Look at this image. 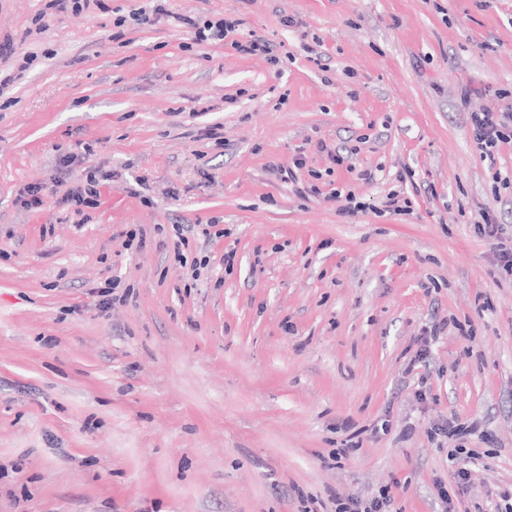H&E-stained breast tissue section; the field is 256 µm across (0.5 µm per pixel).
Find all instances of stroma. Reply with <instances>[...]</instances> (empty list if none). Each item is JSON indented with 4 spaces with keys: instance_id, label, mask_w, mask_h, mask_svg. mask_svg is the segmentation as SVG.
I'll return each mask as SVG.
<instances>
[{
    "instance_id": "obj_1",
    "label": "stroma",
    "mask_w": 512,
    "mask_h": 512,
    "mask_svg": "<svg viewBox=\"0 0 512 512\" xmlns=\"http://www.w3.org/2000/svg\"><path fill=\"white\" fill-rule=\"evenodd\" d=\"M49 2L0 0V40L36 55L0 58V512H332L384 490L388 512H497L512 273L475 226L492 203L512 228L494 177L512 142L484 160L468 112L497 101L460 96L512 92V0H171L120 28L149 0ZM212 15L278 64L188 48L182 18ZM360 138L370 185L317 150ZM299 152L321 174L309 199L272 173ZM96 168L113 179L83 221L65 198ZM337 189L364 209L343 214ZM399 190L411 210L385 211ZM214 220L223 236L197 235ZM180 228L199 270L173 260ZM112 282L125 299L101 308ZM452 318L472 335L448 328L408 373ZM454 415L476 458L447 507L452 443L430 429Z\"/></svg>"
}]
</instances>
